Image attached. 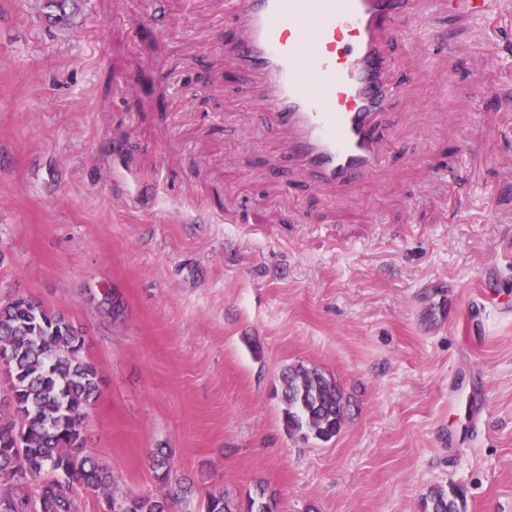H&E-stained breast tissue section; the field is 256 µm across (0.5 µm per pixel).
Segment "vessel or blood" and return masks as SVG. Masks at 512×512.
Here are the masks:
<instances>
[{
    "instance_id": "vessel-or-blood-1",
    "label": "vessel or blood",
    "mask_w": 512,
    "mask_h": 512,
    "mask_svg": "<svg viewBox=\"0 0 512 512\" xmlns=\"http://www.w3.org/2000/svg\"><path fill=\"white\" fill-rule=\"evenodd\" d=\"M506 0H452L478 23ZM412 0H229L224 54L254 81L288 135V155L314 188L355 187L386 162L383 142L399 83L393 44Z\"/></svg>"
}]
</instances>
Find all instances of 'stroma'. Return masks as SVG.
<instances>
[{
  "label": "stroma",
  "mask_w": 512,
  "mask_h": 512,
  "mask_svg": "<svg viewBox=\"0 0 512 512\" xmlns=\"http://www.w3.org/2000/svg\"><path fill=\"white\" fill-rule=\"evenodd\" d=\"M224 2L77 0L59 25L0 0V299L82 328L85 450L138 494L167 449L176 512L260 487L276 512H422L451 484L512 512V26L413 4L446 49L398 43L384 167L318 192L261 131ZM293 365L344 393L330 441L285 428Z\"/></svg>",
  "instance_id": "1"
}]
</instances>
